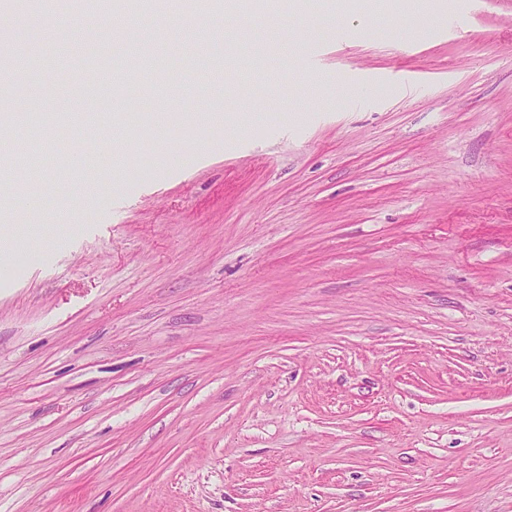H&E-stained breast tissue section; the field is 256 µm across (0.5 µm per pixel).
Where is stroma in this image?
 Listing matches in <instances>:
<instances>
[{
  "instance_id": "stroma-1",
  "label": "stroma",
  "mask_w": 512,
  "mask_h": 512,
  "mask_svg": "<svg viewBox=\"0 0 512 512\" xmlns=\"http://www.w3.org/2000/svg\"><path fill=\"white\" fill-rule=\"evenodd\" d=\"M238 16L179 98L211 18L80 17L61 67L40 17L0 512H512V0ZM90 59L122 101L34 136Z\"/></svg>"
}]
</instances>
